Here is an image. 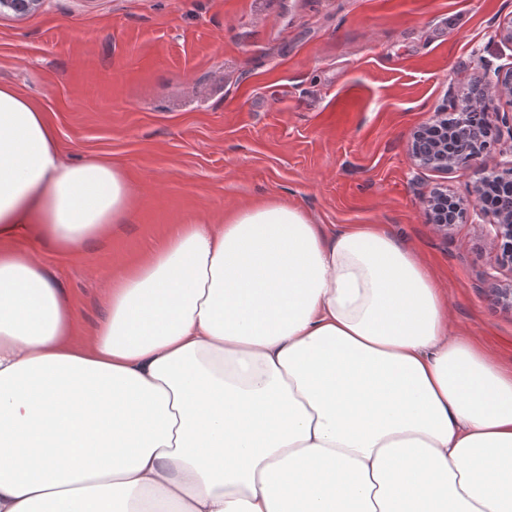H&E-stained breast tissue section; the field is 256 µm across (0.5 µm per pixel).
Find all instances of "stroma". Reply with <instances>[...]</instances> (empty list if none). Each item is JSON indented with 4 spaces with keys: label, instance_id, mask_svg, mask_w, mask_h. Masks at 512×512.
Here are the masks:
<instances>
[{
    "label": "stroma",
    "instance_id": "stroma-1",
    "mask_svg": "<svg viewBox=\"0 0 512 512\" xmlns=\"http://www.w3.org/2000/svg\"><path fill=\"white\" fill-rule=\"evenodd\" d=\"M512 0H44L0 14V84L53 125L69 161L120 166L127 223L61 254L36 249L83 335L106 284L179 225L270 201L333 232L375 224L416 249L448 293L452 333L512 368V314L483 274L481 217L436 233L434 189L468 197V171L415 166L405 143L483 65L512 64L494 32Z\"/></svg>",
    "mask_w": 512,
    "mask_h": 512
}]
</instances>
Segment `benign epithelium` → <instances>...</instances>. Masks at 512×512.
I'll return each mask as SVG.
<instances>
[{"label":"benign epithelium","mask_w":512,"mask_h":512,"mask_svg":"<svg viewBox=\"0 0 512 512\" xmlns=\"http://www.w3.org/2000/svg\"><path fill=\"white\" fill-rule=\"evenodd\" d=\"M43 0H0V12L24 17L38 11ZM493 99L512 103V65L484 68L461 90L453 111L441 108L413 130L406 149L416 166L439 172L471 170L476 174L469 197L457 201L448 214V193L437 191L422 198L421 205L435 231L443 236L469 212L489 218L495 255L486 274L493 301L512 313V279H499V271H512V113L485 112ZM511 142L492 169L484 156L496 151L502 140Z\"/></svg>","instance_id":"7a95c632"}]
</instances>
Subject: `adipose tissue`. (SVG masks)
I'll return each instance as SVG.
<instances>
[{"mask_svg":"<svg viewBox=\"0 0 512 512\" xmlns=\"http://www.w3.org/2000/svg\"><path fill=\"white\" fill-rule=\"evenodd\" d=\"M132 201L0 85V512H512V371L414 251L253 205L182 225L79 338L27 244Z\"/></svg>","mask_w":512,"mask_h":512,"instance_id":"1","label":"adipose tissue"}]
</instances>
